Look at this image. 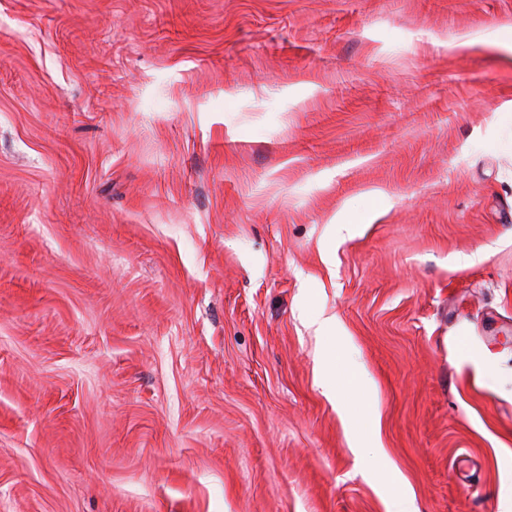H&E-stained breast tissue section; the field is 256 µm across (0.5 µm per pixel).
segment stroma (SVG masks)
Wrapping results in <instances>:
<instances>
[{"mask_svg": "<svg viewBox=\"0 0 512 512\" xmlns=\"http://www.w3.org/2000/svg\"><path fill=\"white\" fill-rule=\"evenodd\" d=\"M507 99L512 0H0V512H499Z\"/></svg>", "mask_w": 512, "mask_h": 512, "instance_id": "1", "label": "stroma"}]
</instances>
